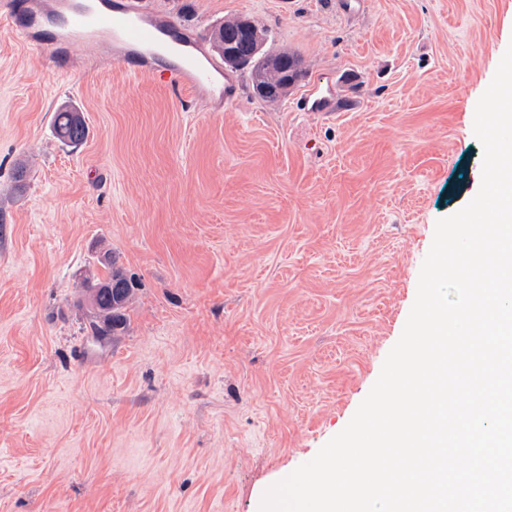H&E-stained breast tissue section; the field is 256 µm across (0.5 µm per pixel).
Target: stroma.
Instances as JSON below:
<instances>
[{
    "instance_id": "stroma-1",
    "label": "stroma",
    "mask_w": 512,
    "mask_h": 512,
    "mask_svg": "<svg viewBox=\"0 0 512 512\" xmlns=\"http://www.w3.org/2000/svg\"><path fill=\"white\" fill-rule=\"evenodd\" d=\"M142 2L206 37L248 16L303 76L263 100L234 71L233 106L201 112L0 28V512H261L351 420L437 221L480 189L512 0ZM318 83L334 116L299 108ZM106 252L134 294L99 342L82 283ZM53 129L56 136L66 144L77 145L86 137L84 120H80L74 112H55Z\"/></svg>"
}]
</instances>
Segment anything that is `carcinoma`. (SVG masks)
<instances>
[{"label": "carcinoma", "instance_id": "carcinoma-1", "mask_svg": "<svg viewBox=\"0 0 512 512\" xmlns=\"http://www.w3.org/2000/svg\"><path fill=\"white\" fill-rule=\"evenodd\" d=\"M224 38L234 42L238 53L253 63V68L263 67L266 57L255 50L252 43L236 39L235 22H224L215 34V38ZM53 129L56 136L66 144L77 145L86 137L84 121L73 112L59 111L54 115ZM99 263L107 270L102 278H90L83 282V288L90 293L95 320L90 323L94 336H110L124 324L122 311L132 296L131 284L116 257L105 252Z\"/></svg>", "mask_w": 512, "mask_h": 512}]
</instances>
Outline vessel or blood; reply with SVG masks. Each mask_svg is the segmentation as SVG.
Returning <instances> with one entry per match:
<instances>
[{"label":"vessel or blood","mask_w":512,"mask_h":512,"mask_svg":"<svg viewBox=\"0 0 512 512\" xmlns=\"http://www.w3.org/2000/svg\"><path fill=\"white\" fill-rule=\"evenodd\" d=\"M0 25L49 62L111 46L117 63L187 91L206 112L223 111L236 96L234 79L195 30L137 0H0ZM335 100L334 89L315 87L302 109L325 117Z\"/></svg>","instance_id":"1"}]
</instances>
